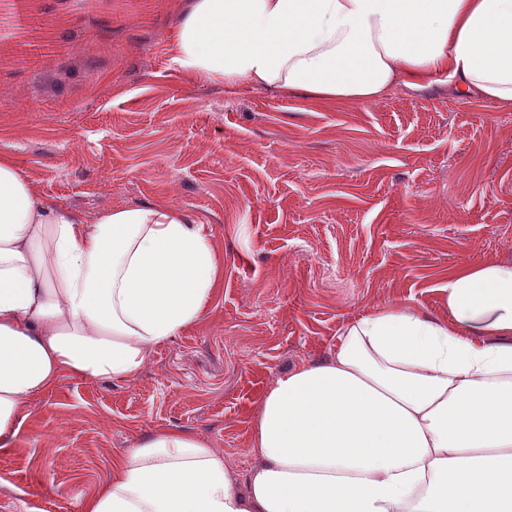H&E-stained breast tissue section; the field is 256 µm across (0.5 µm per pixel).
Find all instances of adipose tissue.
Segmentation results:
<instances>
[{"label":"adipose tissue","mask_w":512,"mask_h":512,"mask_svg":"<svg viewBox=\"0 0 512 512\" xmlns=\"http://www.w3.org/2000/svg\"><path fill=\"white\" fill-rule=\"evenodd\" d=\"M191 78L373 103L432 88L512 104V0H177L163 32ZM224 262L164 200L91 214L0 152V450L68 376L125 381L204 316ZM445 316L388 306L282 374L253 465L168 428L125 449L79 512H512V263L448 275Z\"/></svg>","instance_id":"obj_1"}]
</instances>
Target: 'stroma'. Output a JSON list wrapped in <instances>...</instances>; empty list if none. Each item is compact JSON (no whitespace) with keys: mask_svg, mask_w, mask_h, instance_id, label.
Segmentation results:
<instances>
[{"mask_svg":"<svg viewBox=\"0 0 512 512\" xmlns=\"http://www.w3.org/2000/svg\"><path fill=\"white\" fill-rule=\"evenodd\" d=\"M0 0V150L85 213L170 201L224 256L203 319L129 381L63 378L0 451V512H78L141 437L177 427L239 471L281 374L369 311L442 316L450 270L512 263V106L440 83L372 104L175 70L171 0Z\"/></svg>","mask_w":512,"mask_h":512,"instance_id":"35a3bbf8","label":"stroma"}]
</instances>
